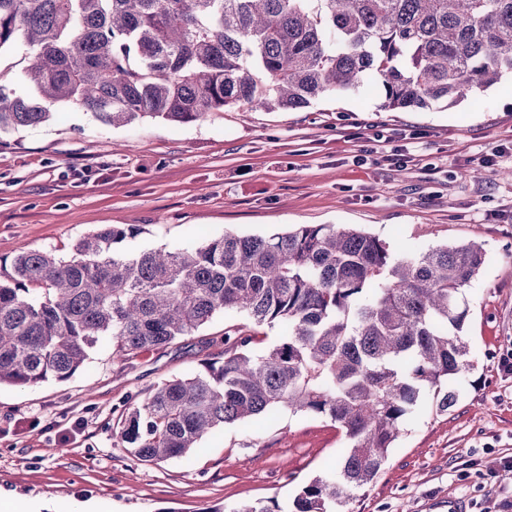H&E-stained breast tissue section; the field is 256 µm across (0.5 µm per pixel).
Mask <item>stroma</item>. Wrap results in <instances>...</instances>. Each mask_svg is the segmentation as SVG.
Listing matches in <instances>:
<instances>
[{"mask_svg": "<svg viewBox=\"0 0 512 512\" xmlns=\"http://www.w3.org/2000/svg\"><path fill=\"white\" fill-rule=\"evenodd\" d=\"M373 84L302 112L227 109L200 122L107 127L57 107L52 120L0 137V262L20 249L66 255L83 236L137 224L127 242L191 247L224 232L270 235L294 224H355L399 252L474 241L486 262L467 287L474 365L451 412L424 399L372 483L346 512H501L512 501V80L444 110L383 112ZM383 142H375V135ZM383 159L366 157L369 149ZM416 159L403 163L402 152ZM479 181L466 173L483 156ZM221 315L135 366L101 346L64 383L0 387V496L48 512H232L285 503L333 474L343 441L328 419L282 410L214 430L187 456L148 465L113 443L126 404L196 372L224 349Z\"/></svg>", "mask_w": 512, "mask_h": 512, "instance_id": "obj_1", "label": "stroma"}]
</instances>
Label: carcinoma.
I'll use <instances>...</instances> for the list:
<instances>
[{
    "label": "carcinoma",
    "mask_w": 512,
    "mask_h": 512,
    "mask_svg": "<svg viewBox=\"0 0 512 512\" xmlns=\"http://www.w3.org/2000/svg\"><path fill=\"white\" fill-rule=\"evenodd\" d=\"M14 46L23 88L0 82V134L45 123L56 103L106 126L189 124L304 110L371 78L383 111L449 109L512 77V0H0V51ZM140 233L113 224L67 256L25 249L0 264V385L66 382L105 341L132 364L235 313L222 355L124 409L115 439L158 464L281 409L328 418L345 439L339 471L303 485L292 512H343L425 394L441 414L457 404L479 244L397 252L350 224H297L121 247Z\"/></svg>",
    "instance_id": "carcinoma-1"
}]
</instances>
